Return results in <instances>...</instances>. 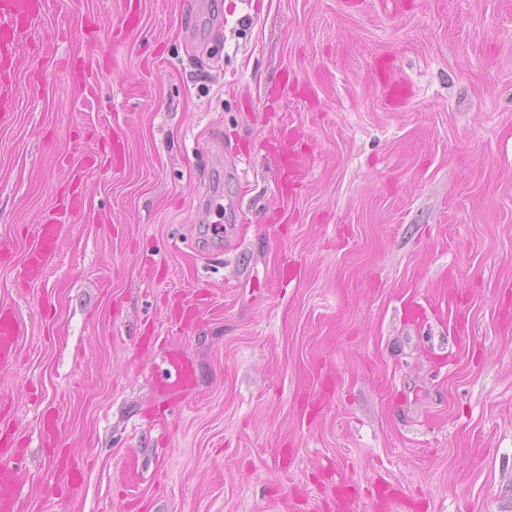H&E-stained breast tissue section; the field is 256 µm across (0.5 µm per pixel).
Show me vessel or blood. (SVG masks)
<instances>
[{
    "label": "vessel or blood",
    "mask_w": 512,
    "mask_h": 512,
    "mask_svg": "<svg viewBox=\"0 0 512 512\" xmlns=\"http://www.w3.org/2000/svg\"><path fill=\"white\" fill-rule=\"evenodd\" d=\"M46 0H0V125L7 124L13 113L17 95L15 73L18 69L20 37L24 30L40 19L46 9ZM122 20L119 27L107 35L111 45L121 44L127 35L138 29L141 22V0H122ZM86 37L92 52L69 59L68 68L72 81L88 83L100 69L102 56L95 31H87ZM278 160L280 177L279 193H287L289 187L303 175L302 155L299 144L287 127H280L266 144ZM97 163L95 155L85 156L82 164L68 165V179L61 195V209L77 212L82 207L80 185L86 169ZM63 226L57 214L45 216L38 224L34 240L18 272V279L30 283L44 277L56 254ZM206 306L200 293H173L163 309L164 318L177 325L184 333H197L204 327L202 312ZM26 333L24 322L15 310L0 305V366L12 365L18 359V343ZM166 366L156 381L157 391L171 412L181 411L195 387L196 372L193 364L181 351L165 352ZM42 441L54 463L53 480L42 493L51 498L74 492L80 486L85 468L59 438L58 421L52 413L42 416ZM25 466L21 442L9 428L0 429V512H22L25 487ZM119 479L131 489L138 488L145 476L138 467L136 454H129L122 464Z\"/></svg>",
    "instance_id": "obj_1"
}]
</instances>
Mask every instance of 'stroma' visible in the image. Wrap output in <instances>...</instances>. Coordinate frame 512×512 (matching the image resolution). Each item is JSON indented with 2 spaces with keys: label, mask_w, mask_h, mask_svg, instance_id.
Wrapping results in <instances>:
<instances>
[{
  "label": "stroma",
  "mask_w": 512,
  "mask_h": 512,
  "mask_svg": "<svg viewBox=\"0 0 512 512\" xmlns=\"http://www.w3.org/2000/svg\"><path fill=\"white\" fill-rule=\"evenodd\" d=\"M119 2L47 0L23 40L82 56ZM142 2L93 92L24 56L0 126V304L28 327L0 402L28 482L50 475L45 407L87 467L24 512H125L130 448L165 470L149 512H329L339 480L356 512L383 482L419 512H512V0ZM381 57L410 86L395 109ZM285 74L312 101L270 98ZM283 125L309 165L285 198L262 148ZM116 138L123 166L87 172L52 267L17 287L65 162ZM176 290L208 296L201 334L157 316ZM147 334L197 367L167 439Z\"/></svg>",
  "instance_id": "stroma-1"
}]
</instances>
